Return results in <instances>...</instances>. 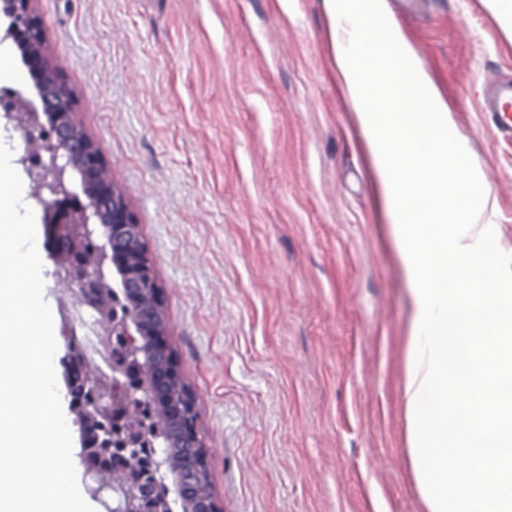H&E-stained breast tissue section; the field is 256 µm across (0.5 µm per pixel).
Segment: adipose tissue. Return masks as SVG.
Listing matches in <instances>:
<instances>
[{"mask_svg": "<svg viewBox=\"0 0 512 512\" xmlns=\"http://www.w3.org/2000/svg\"><path fill=\"white\" fill-rule=\"evenodd\" d=\"M407 295L402 399L425 512H512V247L454 108L387 0H320Z\"/></svg>", "mask_w": 512, "mask_h": 512, "instance_id": "adipose-tissue-1", "label": "adipose tissue"}]
</instances>
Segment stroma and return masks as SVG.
I'll return each mask as SVG.
<instances>
[{
  "mask_svg": "<svg viewBox=\"0 0 512 512\" xmlns=\"http://www.w3.org/2000/svg\"><path fill=\"white\" fill-rule=\"evenodd\" d=\"M389 6L456 106L512 245V43L482 0ZM141 225L223 512H424L405 443V283L336 94L320 0H39ZM485 112H512V82L500 85L494 94L485 102Z\"/></svg>",
  "mask_w": 512,
  "mask_h": 512,
  "instance_id": "obj_1",
  "label": "stroma"
}]
</instances>
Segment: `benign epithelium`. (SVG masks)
<instances>
[{
	"label": "benign epithelium",
	"instance_id": "7a95c632",
	"mask_svg": "<svg viewBox=\"0 0 512 512\" xmlns=\"http://www.w3.org/2000/svg\"><path fill=\"white\" fill-rule=\"evenodd\" d=\"M36 2L0 0L4 37L33 76L31 90L0 93V115L24 114L23 136L39 143L22 164L39 186L35 198L50 257L75 299L111 324L113 378L108 381L89 371L80 344L65 337L62 365L78 425V457L87 469L110 472L129 454L147 448L155 472L165 466L175 475L182 512H222L213 492L204 488L207 452L196 396L165 341L166 302L141 226L78 118L72 91L49 52ZM143 406L164 413L165 432L146 436L127 427L129 415ZM120 512L173 510L132 474Z\"/></svg>",
	"mask_w": 512,
	"mask_h": 512
}]
</instances>
